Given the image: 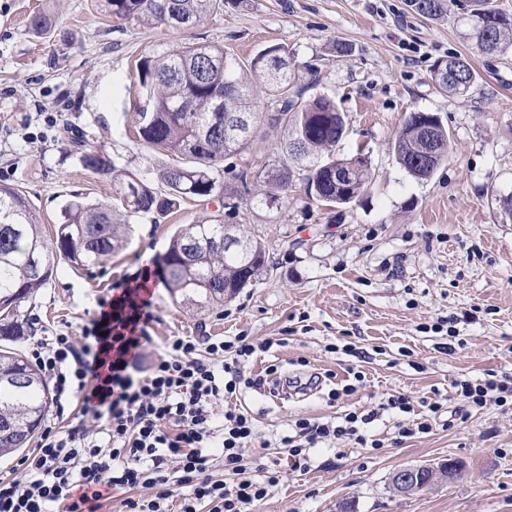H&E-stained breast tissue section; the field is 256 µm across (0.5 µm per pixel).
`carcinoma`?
Listing matches in <instances>:
<instances>
[{
    "instance_id": "1",
    "label": "carcinoma",
    "mask_w": 512,
    "mask_h": 512,
    "mask_svg": "<svg viewBox=\"0 0 512 512\" xmlns=\"http://www.w3.org/2000/svg\"><path fill=\"white\" fill-rule=\"evenodd\" d=\"M415 14L437 20L454 7V0H407ZM109 13L120 20H141L192 28L224 7V0H107ZM472 29L477 48L485 55L501 56L512 49V13L492 0H471ZM465 85L448 87L441 74L445 60L433 65L432 80L441 91L465 96L476 85L477 74L469 60L453 57ZM141 86L150 109L140 113L136 138L141 144L175 157V163L159 174L166 192L130 176L115 182V197L127 216L166 215L186 198L204 199L224 194L215 176L224 158L244 151L254 129L267 124L280 128L282 138L274 157L255 174H236L244 190L254 183L261 201L272 207L281 202L295 177H301L309 198L326 207L336 206L345 191L357 198L372 182L370 165L354 176L346 189L336 185V170L348 167L350 158L334 153L347 128L335 102L326 96L303 98L296 85L288 47L272 45L248 61L224 51V47L198 44L142 59ZM223 102L222 115H250L246 135L225 139L224 124L214 122L215 98ZM421 114L412 113L396 135L393 150L399 164L414 174L424 168L421 153ZM433 142L448 158V130L433 126ZM69 152L80 157L83 167L97 175H110V158L82 139L71 140ZM129 225L117 216L112 204L91 203L79 194L65 202L55 225L53 244L43 237L38 217L16 189L0 183V456L28 447L38 433L51 401L50 387L38 365L19 347L32 332L24 313L51 280L55 264L64 262L84 271L112 258L123 248ZM258 252L260 263L224 251V223L201 221L179 228L161 257L164 278L173 301L202 310L224 304L238 294L245 282L266 271L262 245L245 238Z\"/></svg>"
}]
</instances>
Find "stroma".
Returning <instances> with one entry per match:
<instances>
[{"label":"stroma","instance_id":"stroma-1","mask_svg":"<svg viewBox=\"0 0 512 512\" xmlns=\"http://www.w3.org/2000/svg\"><path fill=\"white\" fill-rule=\"evenodd\" d=\"M46 12L48 34L29 27ZM349 56L328 53L333 41ZM223 45L249 60L274 44L288 46L306 97L332 98L347 135L336 153L363 151L374 179L358 199L332 209L309 200L303 186L274 208L245 193L235 175L262 170L278 145L261 127L242 153L224 160V194L185 200L174 211L131 218L124 247L105 264L72 271L58 264L28 310L34 331L21 343L58 333L80 335L100 312L99 299L146 281L155 343L171 336L244 334L270 342L246 365L268 363L288 374L332 372L319 389L273 401L242 389L236 403L252 414L257 436L246 473L285 461L280 440L299 416L332 421L401 392L458 404L451 383L488 371L512 375V218L495 196L512 195V54L487 58L471 22L456 9L445 18L414 14L406 0H224V9L191 29L118 21L106 0H0V181L26 197L46 232L73 193L112 198L111 177L84 170L67 150L69 132L86 135L118 173L156 177L166 155L131 140L146 104L138 61L185 43ZM467 57L479 75L466 96L443 94L431 80L436 60ZM434 112L448 130L450 154L427 179L397 162L393 142L409 113ZM236 211H227L225 197ZM221 219L266 246L267 271L224 305L197 310L173 303L160 259L185 224ZM458 317V335L430 332ZM347 340L356 355L330 352ZM365 379L332 398L350 366ZM382 446L340 439L317 450L307 471L284 470L255 512H512V414L489 405L403 443L390 415L373 423ZM458 461L456 480L402 496L389 478L416 465Z\"/></svg>","mask_w":512,"mask_h":512}]
</instances>
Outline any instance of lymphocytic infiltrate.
<instances>
[{
  "label": "lymphocytic infiltrate",
  "instance_id": "lymphocytic-infiltrate-1",
  "mask_svg": "<svg viewBox=\"0 0 512 512\" xmlns=\"http://www.w3.org/2000/svg\"><path fill=\"white\" fill-rule=\"evenodd\" d=\"M152 302L139 288L124 289L82 329L33 343L32 358L52 381L58 403L75 406L77 429L59 434L45 431L39 448L23 461V478H0V512H100L113 489L151 490L135 503V512H252L256 501L277 484L280 473L267 471L264 480L247 477L244 452L255 440L249 412L236 407L216 415L214 407L233 398L241 387L263 386L278 374L268 365L248 377L246 363L257 349L248 337L231 339L173 336L161 354L142 366L153 343L149 325ZM460 410L495 405L512 412V376L495 372L452 383ZM441 405H414L405 394L390 395L377 408L352 410L337 422L295 418L291 435L281 440L291 469L309 467L318 445L346 438L379 448L368 428L383 414L395 420L399 440L430 433L439 423ZM220 447L225 476L209 477L211 450ZM180 474L188 495L176 496L168 469Z\"/></svg>",
  "mask_w": 512,
  "mask_h": 512
}]
</instances>
